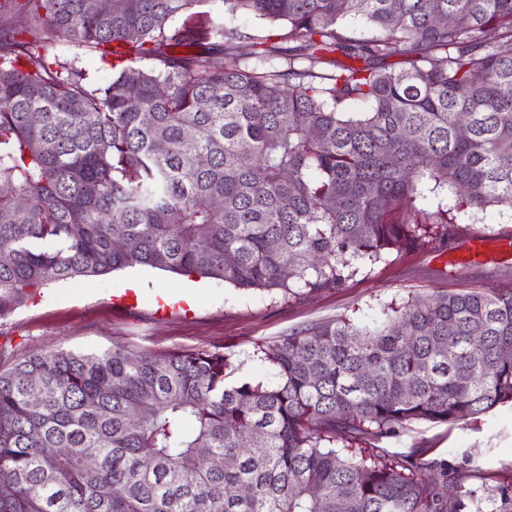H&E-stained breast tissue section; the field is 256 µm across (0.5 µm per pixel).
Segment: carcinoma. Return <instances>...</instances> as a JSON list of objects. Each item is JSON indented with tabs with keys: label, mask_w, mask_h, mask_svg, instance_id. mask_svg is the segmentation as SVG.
<instances>
[{
	"label": "carcinoma",
	"mask_w": 512,
	"mask_h": 512,
	"mask_svg": "<svg viewBox=\"0 0 512 512\" xmlns=\"http://www.w3.org/2000/svg\"><path fill=\"white\" fill-rule=\"evenodd\" d=\"M202 2L0 0L29 22L0 30V316L136 266L336 288L457 211H512V0H224L261 31L192 20ZM64 46L115 73L90 83ZM263 354L268 383L229 381L221 351L15 360L0 512H460L476 491L426 450L353 444L512 407V289L322 321Z\"/></svg>",
	"instance_id": "carcinoma-1"
}]
</instances>
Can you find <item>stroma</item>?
I'll return each mask as SVG.
<instances>
[{
	"label": "stroma",
	"mask_w": 512,
	"mask_h": 512,
	"mask_svg": "<svg viewBox=\"0 0 512 512\" xmlns=\"http://www.w3.org/2000/svg\"><path fill=\"white\" fill-rule=\"evenodd\" d=\"M476 236L512 239V213L493 210L478 220L458 215L448 238L423 250L392 253L341 286L313 293L243 290L221 280L142 266L54 282L35 301L0 317V370L28 355L97 351L118 343L137 352L219 350L230 359L232 380L268 382L273 369L262 361L261 350L293 331L338 317L370 324L418 296L512 288V253L449 266V254ZM161 297L187 300L189 308L159 315ZM376 448L390 456L424 448L429 458L465 470V484L477 496L464 501L462 512H491L489 490L512 486V409L452 426H420ZM468 458L474 462L470 470L464 467Z\"/></svg>",
	"instance_id": "obj_1"
}]
</instances>
